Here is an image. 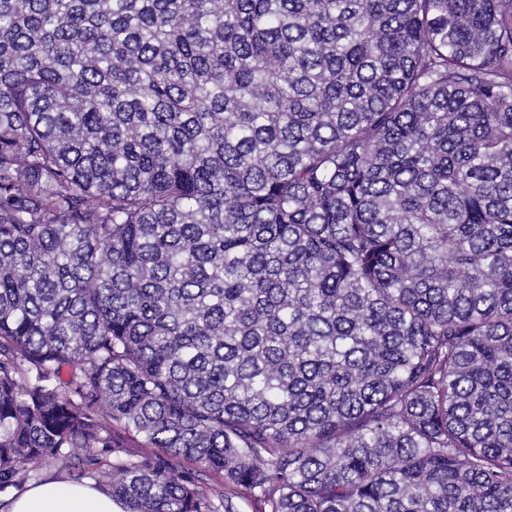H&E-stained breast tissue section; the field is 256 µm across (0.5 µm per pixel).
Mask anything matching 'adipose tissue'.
Segmentation results:
<instances>
[{"label": "adipose tissue", "mask_w": 512, "mask_h": 512, "mask_svg": "<svg viewBox=\"0 0 512 512\" xmlns=\"http://www.w3.org/2000/svg\"><path fill=\"white\" fill-rule=\"evenodd\" d=\"M10 512H125L109 490L93 484L43 482L26 489Z\"/></svg>", "instance_id": "1"}]
</instances>
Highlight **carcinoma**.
<instances>
[{
    "label": "carcinoma",
    "mask_w": 512,
    "mask_h": 512,
    "mask_svg": "<svg viewBox=\"0 0 512 512\" xmlns=\"http://www.w3.org/2000/svg\"><path fill=\"white\" fill-rule=\"evenodd\" d=\"M46 461L512 512V0H0V492ZM112 436L114 441L128 445H137L140 460H155L161 454V450L159 448H150L148 445L142 443L140 439L134 437L128 432H125L123 429L117 426L112 428Z\"/></svg>",
    "instance_id": "1"
}]
</instances>
